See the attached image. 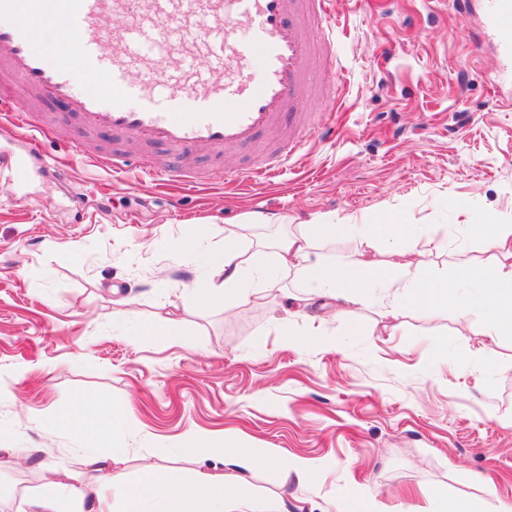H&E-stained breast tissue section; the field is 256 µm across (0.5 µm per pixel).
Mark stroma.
I'll return each instance as SVG.
<instances>
[{
	"label": "stroma",
	"mask_w": 512,
	"mask_h": 512,
	"mask_svg": "<svg viewBox=\"0 0 512 512\" xmlns=\"http://www.w3.org/2000/svg\"><path fill=\"white\" fill-rule=\"evenodd\" d=\"M469 2L464 13L458 0H333L323 91L303 110L334 134L265 182L214 179L239 160L230 150L197 152L190 186L113 177L92 155L118 135L86 136L73 116L62 139H41L18 184L6 162L28 127L15 107L0 134V448L15 453L0 512H30L33 491L85 477L91 446L120 449L131 481L155 464L232 482L219 460L180 447L209 432L287 460L275 475L256 467L244 487L258 512L284 494L301 512H356L359 495L376 512L512 501V335H485L477 310L462 327L445 310L402 306L401 289L383 285L455 280L462 263L491 259L469 223L512 225V89L498 83L483 0ZM244 211L287 216L282 234L386 213L424 225L432 249L377 252L373 287L347 314L289 277L262 300L199 305L207 259ZM203 217L211 232L196 251L175 250ZM170 317L186 335H162ZM89 397L121 405L131 428L81 438L62 418Z\"/></svg>",
	"instance_id": "obj_1"
}]
</instances>
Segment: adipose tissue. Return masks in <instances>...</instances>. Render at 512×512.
I'll return each mask as SVG.
<instances>
[{
  "instance_id": "adipose-tissue-1",
  "label": "adipose tissue",
  "mask_w": 512,
  "mask_h": 512,
  "mask_svg": "<svg viewBox=\"0 0 512 512\" xmlns=\"http://www.w3.org/2000/svg\"><path fill=\"white\" fill-rule=\"evenodd\" d=\"M330 225L322 219L310 222L308 232L290 235L273 243L274 254L260 247L241 250L237 232L224 237V254L217 261L224 275L222 288L210 289V297L232 295L239 299L260 297L264 288L272 287L278 279L291 276L304 282L315 295L346 299L353 287L354 276L372 268V249L384 242L408 240L427 246L418 225L366 224L362 227L361 247L341 265L323 262L316 244L326 236ZM488 252L491 263L461 265L458 281L471 283L472 293H460L456 283L434 279L410 285L406 303H419L440 308L464 319L472 308H479L485 319L484 333L488 336L512 335V225L498 224L491 218L470 225ZM75 421L83 432L97 436L109 429L125 426L120 406L107 405L97 399L83 400ZM187 452L220 460L235 472V481L225 484L208 473L199 472L189 480L177 481L162 469L150 466L143 470L137 482H126L112 470L114 456L104 452L87 457L86 463L94 473L90 482L70 484L64 494L46 492L30 502L32 512H111L110 499H119L122 512H146L147 499H158L160 512H253L248 500L237 490L258 463L279 469L281 463L272 452L258 454L256 449L239 446L223 435H195L184 443Z\"/></svg>"
}]
</instances>
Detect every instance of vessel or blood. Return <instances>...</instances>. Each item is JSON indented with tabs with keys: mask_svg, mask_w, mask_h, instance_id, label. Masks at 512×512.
Returning <instances> with one entry per match:
<instances>
[{
	"mask_svg": "<svg viewBox=\"0 0 512 512\" xmlns=\"http://www.w3.org/2000/svg\"><path fill=\"white\" fill-rule=\"evenodd\" d=\"M330 16V0H0V105L13 101V79L28 107L57 103L88 134L160 143L182 160L287 129V140L233 167L238 182L253 183L305 144L310 123L282 119L308 95ZM59 19L79 42L50 66L38 32ZM486 23L498 37L501 77L512 82V0H488ZM96 164L116 176L163 172L121 148Z\"/></svg>",
	"mask_w": 512,
	"mask_h": 512,
	"instance_id": "b4317fda",
	"label": "vessel or blood"
}]
</instances>
